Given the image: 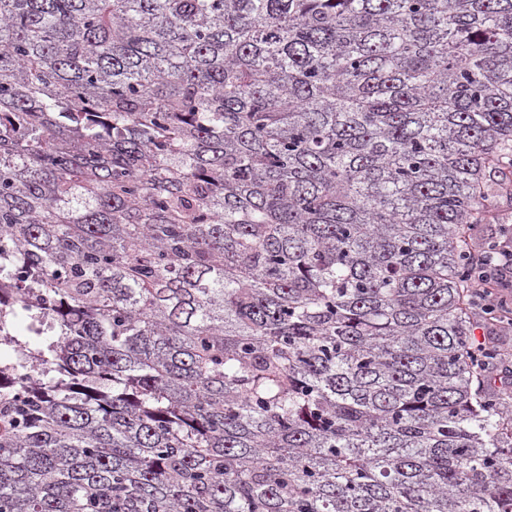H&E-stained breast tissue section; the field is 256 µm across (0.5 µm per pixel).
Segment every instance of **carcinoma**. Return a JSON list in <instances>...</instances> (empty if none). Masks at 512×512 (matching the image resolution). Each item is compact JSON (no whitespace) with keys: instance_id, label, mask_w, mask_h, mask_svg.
<instances>
[{"instance_id":"carcinoma-1","label":"carcinoma","mask_w":512,"mask_h":512,"mask_svg":"<svg viewBox=\"0 0 512 512\" xmlns=\"http://www.w3.org/2000/svg\"><path fill=\"white\" fill-rule=\"evenodd\" d=\"M504 198L512 0H0V512H512ZM492 251L490 256L487 257L485 255H477L475 257V262L478 265L483 267V270L487 276H489V281L498 283V276L504 271L507 270L508 273H512V259L510 258V252L507 249H503L500 252ZM507 273V274H508ZM507 274H503L504 280L507 279ZM483 332L487 340H493L498 344L499 348L503 351V353L506 356V362L503 363L505 365H511L512 370V330L510 332V328L509 331L503 328V326L496 320L487 319L485 328L484 326L483 330L475 328L474 334L477 339H480Z\"/></svg>"}]
</instances>
